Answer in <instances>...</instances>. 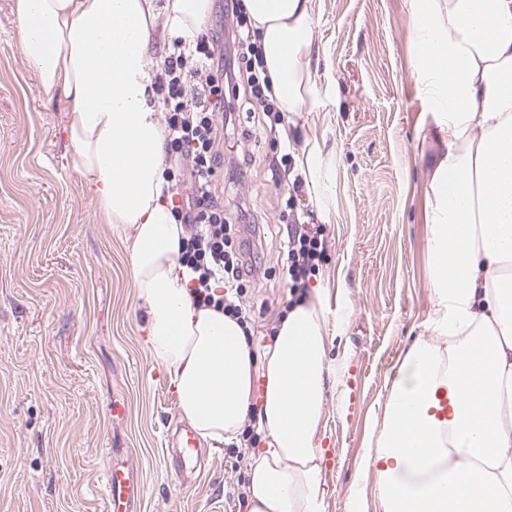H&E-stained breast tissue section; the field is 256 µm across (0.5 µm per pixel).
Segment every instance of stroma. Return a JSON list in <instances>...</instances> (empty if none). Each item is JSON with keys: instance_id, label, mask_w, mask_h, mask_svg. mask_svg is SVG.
<instances>
[{"instance_id": "stroma-1", "label": "stroma", "mask_w": 512, "mask_h": 512, "mask_svg": "<svg viewBox=\"0 0 512 512\" xmlns=\"http://www.w3.org/2000/svg\"><path fill=\"white\" fill-rule=\"evenodd\" d=\"M12 4L0 0V512H105L101 475L123 463L143 486L136 512H247L241 443L205 441L200 479L168 447L185 420L152 376L127 227L107 223L66 167L65 103L27 64ZM312 9L316 97L281 125L240 109L257 162L246 183L225 184L224 207L237 219L247 198L265 229L264 259L240 297L260 342L288 307L287 215L304 211L323 230L327 249L309 281L336 369L317 437L323 512H348L400 360L439 317L424 219L435 115L411 77L408 0H312ZM288 137L319 148L321 180L297 194L288 189L297 161L281 158ZM117 401L120 418L110 413Z\"/></svg>"}]
</instances>
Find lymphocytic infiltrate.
<instances>
[{
    "mask_svg": "<svg viewBox=\"0 0 512 512\" xmlns=\"http://www.w3.org/2000/svg\"><path fill=\"white\" fill-rule=\"evenodd\" d=\"M260 48L240 0H224L221 31L206 30L190 39L175 38L155 76L156 93L165 114V150L178 164L168 171L175 200L172 210L187 235L180 263L192 273L195 303L223 309L246 321L242 305L226 292L242 288L255 266L241 228L229 223L218 192L221 175L242 178L255 161L243 141L234 139L235 104L228 91L243 88L247 102L263 113L279 105L264 75ZM287 257L284 281L292 299L306 291L307 279L323 259L325 239L319 226L294 221L282 246ZM226 291H213V283Z\"/></svg>",
    "mask_w": 512,
    "mask_h": 512,
    "instance_id": "lymphocytic-infiltrate-1",
    "label": "lymphocytic infiltrate"
}]
</instances>
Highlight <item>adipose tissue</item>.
Masks as SVG:
<instances>
[{
    "label": "adipose tissue",
    "mask_w": 512,
    "mask_h": 512,
    "mask_svg": "<svg viewBox=\"0 0 512 512\" xmlns=\"http://www.w3.org/2000/svg\"><path fill=\"white\" fill-rule=\"evenodd\" d=\"M281 111L313 92L311 0H243ZM209 0H14L39 84L69 102L64 157L110 224L131 229L146 345L206 440L257 420L248 512H321L317 435L332 372L318 294L267 341L194 304L178 262L165 126L151 101L152 34H196ZM411 75L437 112L425 208L427 283L444 313L405 353L362 466L376 512H512V0H409Z\"/></svg>",
    "instance_id": "obj_1"
}]
</instances>
